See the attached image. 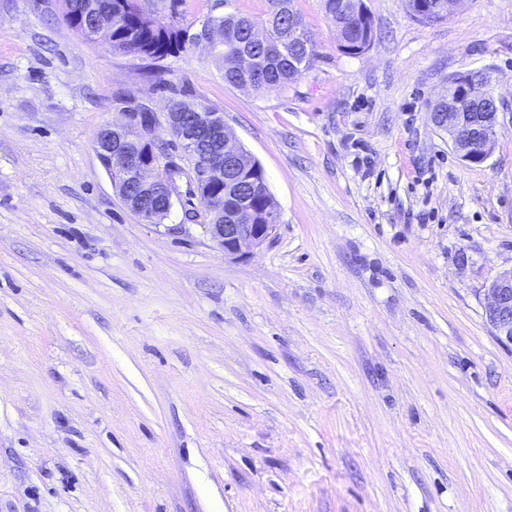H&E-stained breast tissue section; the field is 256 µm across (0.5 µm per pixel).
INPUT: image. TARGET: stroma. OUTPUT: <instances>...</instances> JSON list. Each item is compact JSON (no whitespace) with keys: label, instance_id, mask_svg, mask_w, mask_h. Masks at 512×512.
I'll return each instance as SVG.
<instances>
[{"label":"stroma","instance_id":"1","mask_svg":"<svg viewBox=\"0 0 512 512\" xmlns=\"http://www.w3.org/2000/svg\"><path fill=\"white\" fill-rule=\"evenodd\" d=\"M56 4L0 0V512H512V346L483 316L512 268V0L437 23L364 0L358 55L293 0L317 58L262 94ZM474 71L503 100L479 165L430 112ZM121 98L223 112L273 236L235 259L181 209L133 213L93 147Z\"/></svg>","mask_w":512,"mask_h":512}]
</instances>
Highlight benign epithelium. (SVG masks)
I'll return each mask as SVG.
<instances>
[{
  "instance_id": "7a95c632",
  "label": "benign epithelium",
  "mask_w": 512,
  "mask_h": 512,
  "mask_svg": "<svg viewBox=\"0 0 512 512\" xmlns=\"http://www.w3.org/2000/svg\"><path fill=\"white\" fill-rule=\"evenodd\" d=\"M77 16L94 40L107 45L112 42V17H100L89 6ZM487 86L488 82L478 81L468 73L458 74L448 81L447 92L438 102L441 111L433 113L434 124L448 131L461 158L471 164L483 163L490 157L492 136L498 125L499 102ZM460 99L474 110L461 111ZM193 121V125H185L182 112H123L120 120L100 127L94 149L107 173L123 177V181L113 182L114 188L129 179L146 193L160 185L168 187L174 167L167 149L203 138L224 140L225 150L204 155L196 168L186 160L176 161L186 174L174 175L177 191L169 193L162 208L147 209L142 195L127 189L120 198L141 219L159 224L175 205L182 203V192L189 186L204 206L199 216L204 218L203 227L210 239L224 249L225 256L243 257L263 245L276 229L274 224L255 223L254 210L247 202L239 201V177L261 166L245 150L238 151L232 145L234 137L224 123V113L196 112ZM161 124L169 129L171 139L157 137L156 129ZM486 295L485 318L493 336L502 344L512 345V269L493 279Z\"/></svg>"
}]
</instances>
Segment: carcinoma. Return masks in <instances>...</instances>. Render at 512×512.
<instances>
[{
    "label": "carcinoma",
    "instance_id": "1",
    "mask_svg": "<svg viewBox=\"0 0 512 512\" xmlns=\"http://www.w3.org/2000/svg\"><path fill=\"white\" fill-rule=\"evenodd\" d=\"M325 10L340 33H346L348 44L343 52H364L373 40L371 18H362L350 3L324 0ZM266 10L259 16L227 14L209 16L201 27L186 37V30L174 23L158 19L157 10L142 0H95L101 12H112V51L135 57L162 60L182 51L185 44H201L206 27L228 28L233 40L222 45L217 55L228 61L239 54L252 58L247 71L224 67V81L237 88L262 93L282 87L310 69L317 57L316 44L293 9V0H266ZM79 0H65L60 5L61 20L83 38L88 35L73 24L70 14L78 9ZM169 112H210L203 103L176 99L170 102ZM258 209L264 214L279 217L278 206L271 194L261 191L256 197Z\"/></svg>",
    "mask_w": 512,
    "mask_h": 512
}]
</instances>
